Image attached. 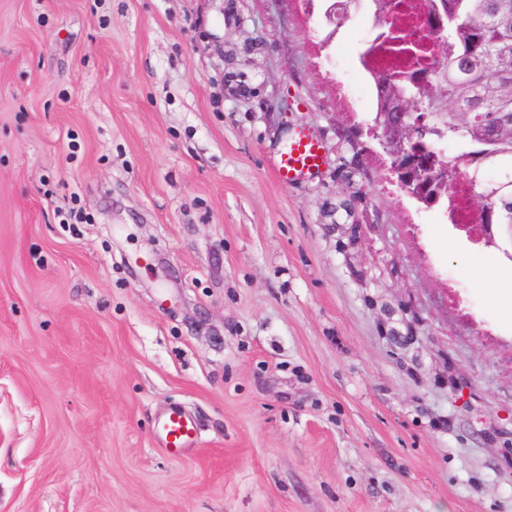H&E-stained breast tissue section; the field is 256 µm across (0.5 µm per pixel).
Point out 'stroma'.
Here are the masks:
<instances>
[{"label": "stroma", "instance_id": "stroma-1", "mask_svg": "<svg viewBox=\"0 0 512 512\" xmlns=\"http://www.w3.org/2000/svg\"><path fill=\"white\" fill-rule=\"evenodd\" d=\"M368 27L316 60L295 0H0V512H512V259L340 109ZM322 159L320 143L300 130L281 150L276 161V174L281 181L292 183L303 175L317 171ZM153 432L167 453L173 457H180L190 448H197L199 444L194 420L177 408L157 417Z\"/></svg>", "mask_w": 512, "mask_h": 512}]
</instances>
